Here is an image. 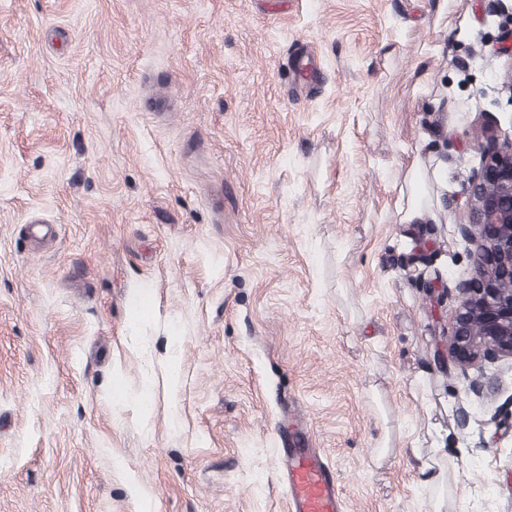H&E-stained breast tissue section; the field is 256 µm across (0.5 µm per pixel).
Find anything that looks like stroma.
<instances>
[{
	"instance_id": "obj_1",
	"label": "stroma",
	"mask_w": 512,
	"mask_h": 512,
	"mask_svg": "<svg viewBox=\"0 0 512 512\" xmlns=\"http://www.w3.org/2000/svg\"><path fill=\"white\" fill-rule=\"evenodd\" d=\"M510 30L512 0H0V512H287L286 408L348 512H433L419 454L448 512H512V362L461 428L445 356ZM418 158L439 203L400 224ZM420 460L418 474L420 481L428 487L444 489L448 484V469L442 463V460L431 457L429 460H421L420 455H416Z\"/></svg>"
}]
</instances>
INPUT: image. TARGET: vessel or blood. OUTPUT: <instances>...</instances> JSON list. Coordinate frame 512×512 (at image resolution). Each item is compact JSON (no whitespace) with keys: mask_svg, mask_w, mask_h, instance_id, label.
<instances>
[{"mask_svg":"<svg viewBox=\"0 0 512 512\" xmlns=\"http://www.w3.org/2000/svg\"><path fill=\"white\" fill-rule=\"evenodd\" d=\"M286 430L290 446L277 468L286 487L288 512H344L337 471L320 449L312 447L307 423L298 418Z\"/></svg>","mask_w":512,"mask_h":512,"instance_id":"b4317fda","label":"vessel or blood"}]
</instances>
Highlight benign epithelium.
I'll use <instances>...</instances> for the list:
<instances>
[{"instance_id":"benign-epithelium-1","label":"benign epithelium","mask_w":512,"mask_h":512,"mask_svg":"<svg viewBox=\"0 0 512 512\" xmlns=\"http://www.w3.org/2000/svg\"><path fill=\"white\" fill-rule=\"evenodd\" d=\"M483 139V159L467 187L469 222L456 227L474 246V274L454 286L461 304L446 344L448 360L467 379L471 405L491 398L495 387L468 371L483 361L512 360V140L492 132Z\"/></svg>"}]
</instances>
